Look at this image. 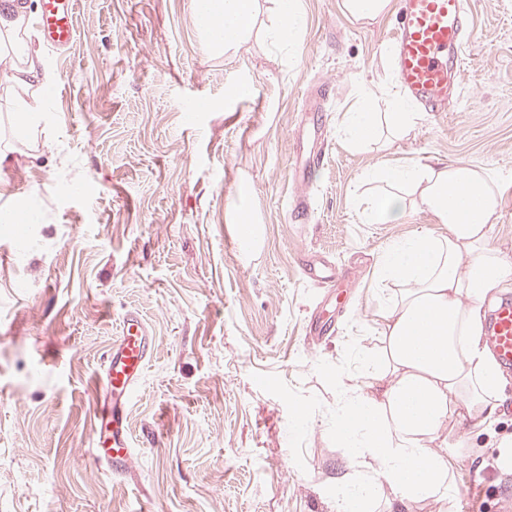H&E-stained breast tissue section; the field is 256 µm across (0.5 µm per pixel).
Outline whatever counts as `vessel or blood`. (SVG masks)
Wrapping results in <instances>:
<instances>
[{
    "mask_svg": "<svg viewBox=\"0 0 512 512\" xmlns=\"http://www.w3.org/2000/svg\"><path fill=\"white\" fill-rule=\"evenodd\" d=\"M467 0H397L390 41L394 67L406 95L429 112H444L459 89L458 75L468 47ZM44 45L68 51L74 41L75 0H41L33 18ZM309 279L333 289L347 272L321 258L304 264ZM487 343L504 370L512 371V303L497 305L491 316ZM154 335L135 309L122 315L120 333L105 351L98 390L102 397L90 426L91 453L113 475L130 470L136 453L128 410L152 358Z\"/></svg>",
    "mask_w": 512,
    "mask_h": 512,
    "instance_id": "vessel-or-blood-1",
    "label": "vessel or blood"
}]
</instances>
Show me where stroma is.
I'll return each mask as SVG.
<instances>
[{"label":"stroma","instance_id":"1","mask_svg":"<svg viewBox=\"0 0 512 512\" xmlns=\"http://www.w3.org/2000/svg\"><path fill=\"white\" fill-rule=\"evenodd\" d=\"M196 0H76L77 37L63 55L33 38L52 80L42 131L11 118L0 64V213L35 210L19 249L0 223V512H336L331 479L353 471L325 421L337 380L378 352L377 262L390 242L446 234L419 206L365 223L362 177L430 159L497 177L490 243L512 261V0H469L474 26L463 92L450 111L417 109L387 148H355L341 131L360 89L397 83L391 13L353 22L343 0H299L294 46L273 40V0H256L248 37L215 48ZM327 135L309 133L320 113ZM322 162L297 186L301 153ZM313 214L292 223L297 195ZM259 230L252 248L238 225ZM356 278L332 306L305 279L299 253ZM155 336L130 407L132 475L100 471L89 451L94 380L125 309ZM336 334L312 342L314 310ZM492 428L464 425L471 451L443 449L449 512H495L512 472L495 441L512 434V374ZM307 406L311 423L292 416Z\"/></svg>","mask_w":512,"mask_h":512}]
</instances>
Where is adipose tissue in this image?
I'll return each instance as SVG.
<instances>
[{"instance_id": "ef3b65f1", "label": "adipose tissue", "mask_w": 512, "mask_h": 512, "mask_svg": "<svg viewBox=\"0 0 512 512\" xmlns=\"http://www.w3.org/2000/svg\"><path fill=\"white\" fill-rule=\"evenodd\" d=\"M196 11L200 26L228 49L252 25L251 0H198ZM22 23V16L0 15V52L19 89L12 118L27 130L44 119L29 90L47 74L19 35ZM388 107L378 113L376 98L360 94L342 122L352 145L377 142L384 125L410 127L414 115L399 96ZM363 179L376 188L364 209L368 222L399 221L415 203L448 228L440 237L393 242L381 254L377 278L390 290L377 312L381 350L364 357L357 382H340L328 429L358 468L336 476V512H372L384 488L388 512H412L420 502L448 500V468L437 444L465 448L463 425L491 424L504 404V377L482 343L483 304L512 277V266L489 245L497 208L492 172L413 161L372 169Z\"/></svg>"}]
</instances>
